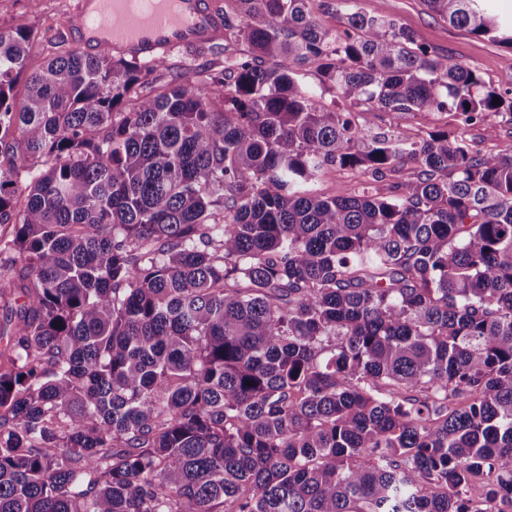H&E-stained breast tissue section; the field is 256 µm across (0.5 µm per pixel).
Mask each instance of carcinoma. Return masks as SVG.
Here are the masks:
<instances>
[{
  "label": "carcinoma",
  "mask_w": 512,
  "mask_h": 512,
  "mask_svg": "<svg viewBox=\"0 0 512 512\" xmlns=\"http://www.w3.org/2000/svg\"><path fill=\"white\" fill-rule=\"evenodd\" d=\"M311 2L226 0L247 50L169 83L78 48L28 75L33 30L0 31V512L512 506V151L397 122L512 98ZM425 2L512 51L485 0ZM407 161L392 196L309 189ZM332 1V0H315L312 2V13L315 19L326 29L330 30L333 34L337 31H342L344 28V12L345 10L341 8V11H326L324 7L321 5L324 2ZM302 82L306 86L316 88L318 93L322 94L321 102L325 107L338 109L339 106H343V102L339 98L336 89L331 88L329 85H321L318 76L314 72L306 74Z\"/></svg>",
  "instance_id": "1"
}]
</instances>
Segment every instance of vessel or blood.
Returning a JSON list of instances; mask_svg holds the SVG:
<instances>
[{
	"label": "vessel or blood",
	"mask_w": 512,
	"mask_h": 512,
	"mask_svg": "<svg viewBox=\"0 0 512 512\" xmlns=\"http://www.w3.org/2000/svg\"><path fill=\"white\" fill-rule=\"evenodd\" d=\"M82 9L78 44L110 46L119 55L151 59L215 33L221 19L204 0H91Z\"/></svg>",
	"instance_id": "vessel-or-blood-1"
}]
</instances>
